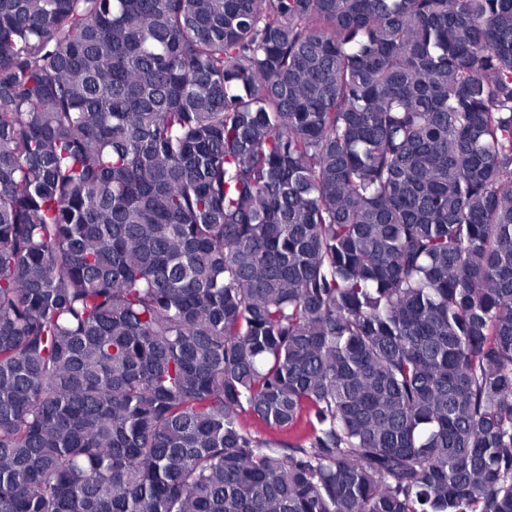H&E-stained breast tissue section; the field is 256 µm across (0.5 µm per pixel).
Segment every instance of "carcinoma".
<instances>
[{"label": "carcinoma", "instance_id": "1", "mask_svg": "<svg viewBox=\"0 0 512 512\" xmlns=\"http://www.w3.org/2000/svg\"><path fill=\"white\" fill-rule=\"evenodd\" d=\"M0 512H512V0H0Z\"/></svg>", "mask_w": 512, "mask_h": 512}]
</instances>
